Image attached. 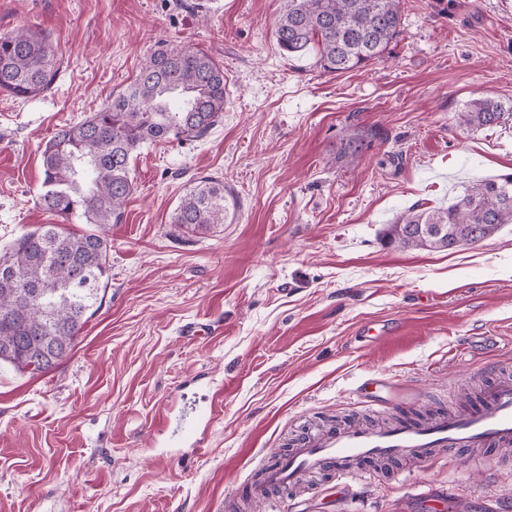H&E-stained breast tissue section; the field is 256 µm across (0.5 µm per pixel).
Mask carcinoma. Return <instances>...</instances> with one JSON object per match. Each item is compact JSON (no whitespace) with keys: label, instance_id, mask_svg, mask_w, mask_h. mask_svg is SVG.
Here are the masks:
<instances>
[{"label":"carcinoma","instance_id":"cac0c4a2","mask_svg":"<svg viewBox=\"0 0 512 512\" xmlns=\"http://www.w3.org/2000/svg\"><path fill=\"white\" fill-rule=\"evenodd\" d=\"M404 0H287L275 25L280 50L314 53L331 74L382 57L399 34ZM59 67L47 35L32 26L0 35V93L26 99L48 90ZM224 67L202 49L159 45L125 91L75 125L57 130L41 154V207L94 226L75 233L42 224L0 252V364L46 373L75 348L109 276L112 225L134 190L130 161L144 146L205 138L221 122ZM501 104L477 100L458 115L467 127L500 123ZM224 181L201 177L172 223L186 233L226 223L237 207ZM512 224V174L465 185L444 207L415 205L389 224L387 241L430 251L473 245Z\"/></svg>","mask_w":512,"mask_h":512}]
</instances>
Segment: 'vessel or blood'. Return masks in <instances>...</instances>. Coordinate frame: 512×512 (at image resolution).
Masks as SVG:
<instances>
[{
  "label": "vessel or blood",
  "instance_id": "b4317fda",
  "mask_svg": "<svg viewBox=\"0 0 512 512\" xmlns=\"http://www.w3.org/2000/svg\"><path fill=\"white\" fill-rule=\"evenodd\" d=\"M353 395L373 407L410 398L400 385L372 375L361 380ZM203 420V410L184 405L165 414L159 428L170 446L182 447L199 432ZM490 446L512 447V379L488 389L481 403L463 412L443 413L417 424L404 419L378 428L348 424L301 438L287 454L262 461L259 481L237 489L234 498L241 504L267 501L271 489L294 486L310 471L331 474L346 489L362 461L381 462L403 455L431 460L451 448Z\"/></svg>",
  "mask_w": 512,
  "mask_h": 512
}]
</instances>
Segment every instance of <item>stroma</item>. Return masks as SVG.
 Segmentation results:
<instances>
[{"instance_id": "1", "label": "stroma", "mask_w": 512, "mask_h": 512, "mask_svg": "<svg viewBox=\"0 0 512 512\" xmlns=\"http://www.w3.org/2000/svg\"><path fill=\"white\" fill-rule=\"evenodd\" d=\"M286 0H0V34L37 24L59 66L52 88L0 94V249L40 224L88 229L39 204L41 153L98 111L164 42L224 67V121L207 139L158 143L132 161L135 190L109 234L110 279L74 351L43 374L0 366V512H226L260 459L313 425L364 415L374 374L413 388L387 416L442 412L512 377V224L451 251L386 246L414 204L512 173V0H405L379 60L324 73L279 49ZM492 99L491 128L459 125ZM362 137L353 156L344 143ZM238 199L232 223L172 222L198 178ZM371 327L369 342L356 331ZM221 391L196 449L160 445L158 419L185 381ZM460 450L352 492L335 478L274 490L254 512H512V453ZM504 116L501 104L492 100H477L470 104L466 112L458 115V122L467 127H487L497 125Z\"/></svg>"}]
</instances>
